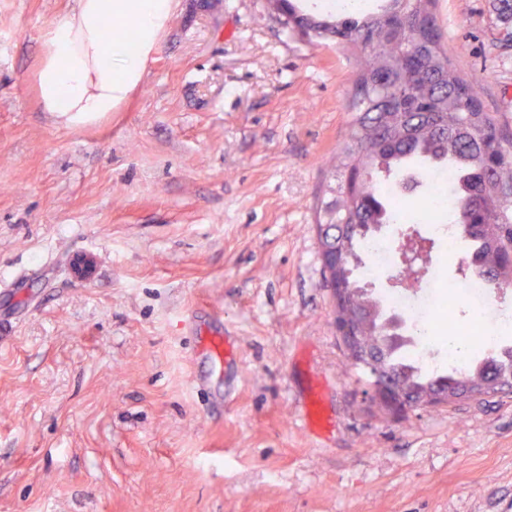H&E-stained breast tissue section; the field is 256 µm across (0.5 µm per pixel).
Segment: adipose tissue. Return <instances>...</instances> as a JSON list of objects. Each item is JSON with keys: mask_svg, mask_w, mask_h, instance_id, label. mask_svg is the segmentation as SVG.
Instances as JSON below:
<instances>
[{"mask_svg": "<svg viewBox=\"0 0 512 512\" xmlns=\"http://www.w3.org/2000/svg\"><path fill=\"white\" fill-rule=\"evenodd\" d=\"M176 0H77L43 32L36 83L43 111L68 119L115 112L141 84ZM121 35L105 40L112 23Z\"/></svg>", "mask_w": 512, "mask_h": 512, "instance_id": "obj_1", "label": "adipose tissue"}]
</instances>
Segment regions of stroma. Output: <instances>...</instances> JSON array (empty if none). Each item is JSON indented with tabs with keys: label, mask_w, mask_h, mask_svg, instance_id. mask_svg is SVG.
I'll return each instance as SVG.
<instances>
[{
	"label": "stroma",
	"mask_w": 512,
	"mask_h": 512,
	"mask_svg": "<svg viewBox=\"0 0 512 512\" xmlns=\"http://www.w3.org/2000/svg\"><path fill=\"white\" fill-rule=\"evenodd\" d=\"M75 4L0 0V512H512V395L390 418L336 334L316 207L357 55L177 0L120 111L68 123L35 73ZM497 4L434 11L512 131Z\"/></svg>",
	"instance_id": "1"
}]
</instances>
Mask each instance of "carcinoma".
Segmentation results:
<instances>
[{"label": "carcinoma", "mask_w": 512, "mask_h": 512, "mask_svg": "<svg viewBox=\"0 0 512 512\" xmlns=\"http://www.w3.org/2000/svg\"><path fill=\"white\" fill-rule=\"evenodd\" d=\"M288 12V28L309 29V39L334 38L360 55V67L347 99L354 113L348 141L337 151L334 167L342 175L333 198L318 206L328 223L343 224L336 243L341 276L350 286L348 309L359 324L361 343L375 364L369 383L387 379L417 406L433 397L448 405L486 395L512 392V346L465 370L428 368L412 345L390 325L391 313L357 279L363 267L364 240L384 224L398 220L392 184L409 162L431 156V170L454 175L449 194L456 201L455 229L471 238L467 264L471 277H489L512 288V159L495 163L512 143L494 113L485 109L474 81L452 64L439 29L428 35L420 18L434 17L435 0H407V27H392L390 7L367 16L335 19L297 10L292 0H268Z\"/></svg>", "instance_id": "obj_1"}]
</instances>
